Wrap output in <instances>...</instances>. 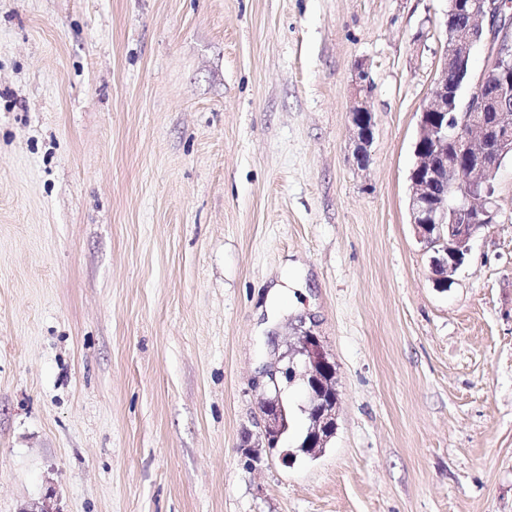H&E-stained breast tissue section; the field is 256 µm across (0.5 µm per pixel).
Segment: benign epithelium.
I'll list each match as a JSON object with an SVG mask.
<instances>
[{
	"label": "benign epithelium",
	"instance_id": "obj_1",
	"mask_svg": "<svg viewBox=\"0 0 512 512\" xmlns=\"http://www.w3.org/2000/svg\"><path fill=\"white\" fill-rule=\"evenodd\" d=\"M466 21L445 26L443 60L429 103L420 113L411 171L410 224L431 258L434 280L460 269L477 234L496 223L495 178L512 159V0H450ZM486 48L478 78L466 70L476 45ZM353 156L364 166L374 120L364 104L349 113ZM457 158L448 162V143ZM296 342L264 370L275 395L262 399L259 448L278 447L287 432L279 378L291 373L306 384L309 425L304 447L315 453L336 431V363L312 329L299 321Z\"/></svg>",
	"mask_w": 512,
	"mask_h": 512
}]
</instances>
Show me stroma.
Instances as JSON below:
<instances>
[{"instance_id": "35a3bbf8", "label": "stroma", "mask_w": 512, "mask_h": 512, "mask_svg": "<svg viewBox=\"0 0 512 512\" xmlns=\"http://www.w3.org/2000/svg\"><path fill=\"white\" fill-rule=\"evenodd\" d=\"M447 10L0 0V512H512V161L448 287L408 213ZM301 320L339 404L288 466ZM349 126L354 143V159L363 167L369 156L374 134L373 114L366 105L361 103L350 110ZM304 326L305 322L299 321L296 342L279 354L275 362L263 372L268 378L267 385L275 390V395L262 399L264 425L261 443L253 448H277L282 435L287 432L288 423L280 398L279 378L288 371L295 379L298 377L307 385L308 406L305 412L309 425L304 447L299 450L308 448L310 454L316 453L325 447L336 431V363L319 336Z\"/></svg>"}]
</instances>
